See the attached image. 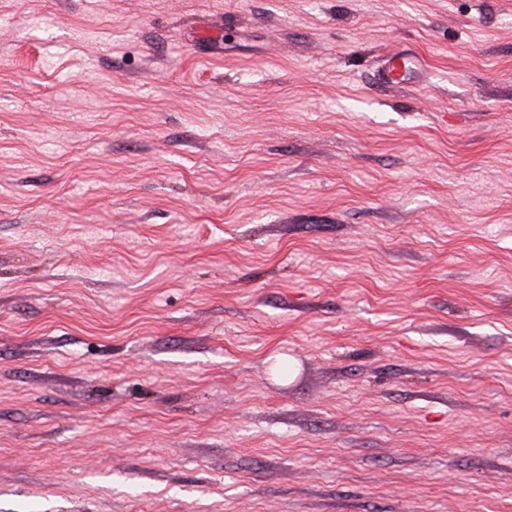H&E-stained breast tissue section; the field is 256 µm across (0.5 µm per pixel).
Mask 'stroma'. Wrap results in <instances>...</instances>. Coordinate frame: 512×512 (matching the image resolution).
<instances>
[{"mask_svg":"<svg viewBox=\"0 0 512 512\" xmlns=\"http://www.w3.org/2000/svg\"><path fill=\"white\" fill-rule=\"evenodd\" d=\"M0 512H512V0H0ZM421 69L417 57L403 51L394 52L387 60L382 70L380 79L385 84L401 85L408 82H416Z\"/></svg>","mask_w":512,"mask_h":512,"instance_id":"35a3bbf8","label":"stroma"}]
</instances>
